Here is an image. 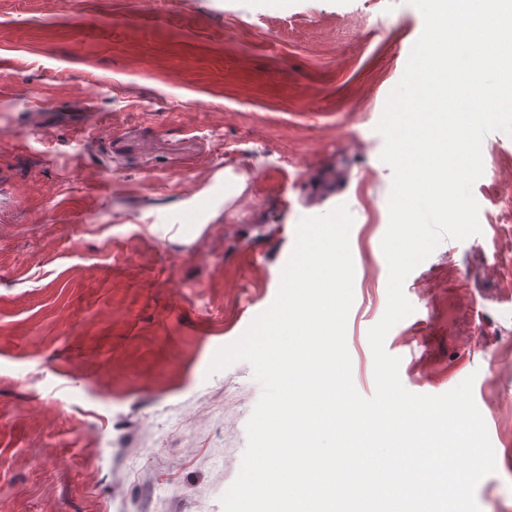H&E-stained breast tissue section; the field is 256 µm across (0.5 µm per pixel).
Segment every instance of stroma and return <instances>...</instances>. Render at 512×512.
Here are the masks:
<instances>
[{"instance_id":"obj_1","label":"stroma","mask_w":512,"mask_h":512,"mask_svg":"<svg viewBox=\"0 0 512 512\" xmlns=\"http://www.w3.org/2000/svg\"><path fill=\"white\" fill-rule=\"evenodd\" d=\"M423 29L409 0H0V512H223L261 386L209 365L275 299L299 220L341 204L373 396L375 127ZM482 147L481 231L408 275L385 349L416 394L473 378L496 460L475 498L512 512V137Z\"/></svg>"}]
</instances>
